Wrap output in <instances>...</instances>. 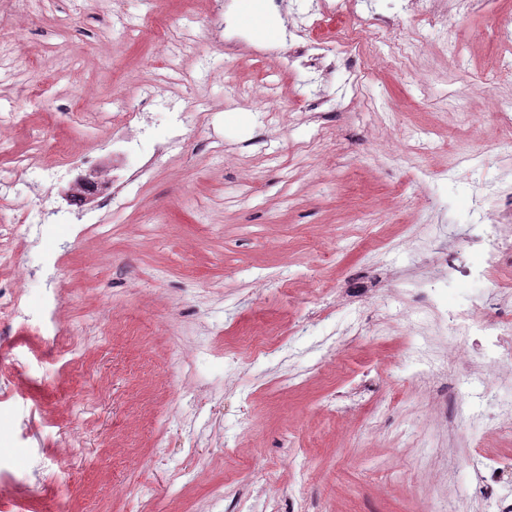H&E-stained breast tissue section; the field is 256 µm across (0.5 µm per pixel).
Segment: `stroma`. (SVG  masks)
Segmentation results:
<instances>
[{
  "label": "stroma",
  "mask_w": 512,
  "mask_h": 512,
  "mask_svg": "<svg viewBox=\"0 0 512 512\" xmlns=\"http://www.w3.org/2000/svg\"><path fill=\"white\" fill-rule=\"evenodd\" d=\"M0 41V173L36 170L0 192V222L23 207L58 224L16 226L28 321L0 335V512H426L452 498L482 512L476 456L511 440L468 434L448 375L447 337L411 336L432 251L465 244L478 181L512 192V0H481L437 25L406 0H8ZM277 24L265 36L255 12ZM326 39L316 66L291 59L302 19ZM373 20L364 30L361 20ZM45 89L21 96L13 72ZM193 113L174 121L160 100ZM139 105L150 125L128 161L149 170L129 205L70 211L44 180L51 134L93 150L112 182L107 114ZM479 114L477 125L462 121ZM332 139L318 138L322 120ZM489 152L468 177L457 154ZM94 225L83 233L85 225ZM388 333L376 335L378 324ZM266 338L267 354L238 351ZM79 341L94 376L53 350ZM366 378L353 385L358 373ZM79 446L63 448L62 433Z\"/></svg>",
  "instance_id": "1"
}]
</instances>
